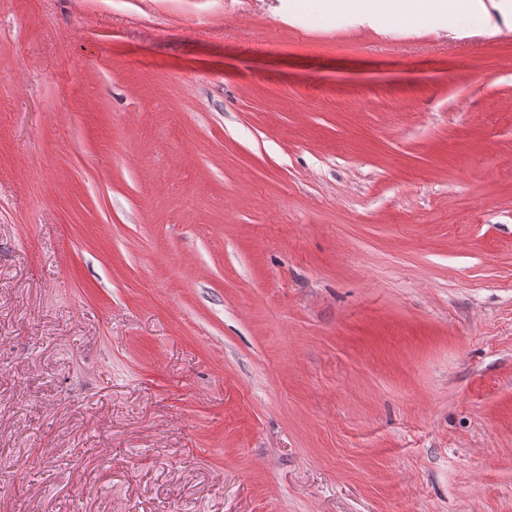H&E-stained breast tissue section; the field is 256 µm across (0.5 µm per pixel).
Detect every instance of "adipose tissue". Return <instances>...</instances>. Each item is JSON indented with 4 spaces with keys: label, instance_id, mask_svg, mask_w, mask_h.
I'll return each mask as SVG.
<instances>
[{
    "label": "adipose tissue",
    "instance_id": "ef3b65f1",
    "mask_svg": "<svg viewBox=\"0 0 512 512\" xmlns=\"http://www.w3.org/2000/svg\"><path fill=\"white\" fill-rule=\"evenodd\" d=\"M359 8L373 18L385 17L396 8L402 19L411 24L428 16L440 18L447 21L453 32L475 24H491L483 0H360Z\"/></svg>",
    "mask_w": 512,
    "mask_h": 512
}]
</instances>
